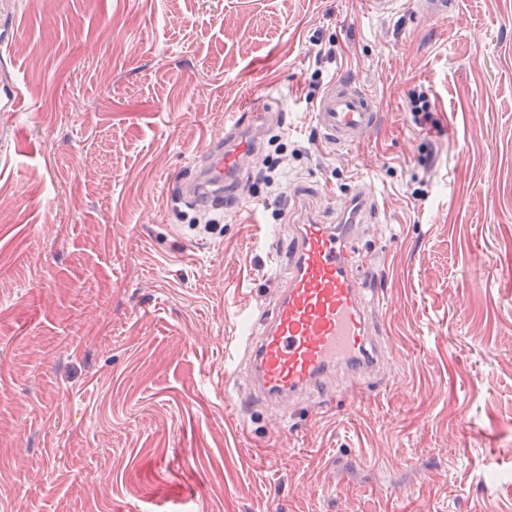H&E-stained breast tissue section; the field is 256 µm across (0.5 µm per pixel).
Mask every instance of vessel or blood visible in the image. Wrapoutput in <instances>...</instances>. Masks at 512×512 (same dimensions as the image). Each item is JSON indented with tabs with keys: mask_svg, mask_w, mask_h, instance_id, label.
<instances>
[{
	"mask_svg": "<svg viewBox=\"0 0 512 512\" xmlns=\"http://www.w3.org/2000/svg\"><path fill=\"white\" fill-rule=\"evenodd\" d=\"M267 117L263 107L236 110L194 176L180 182L181 196L214 207L237 197ZM313 119L325 141L354 147L377 130L381 114L370 91L345 76L320 99ZM368 198L365 191L344 197L332 224L314 219L289 224L286 252L269 256L275 283L271 307L256 318L240 313V322L253 328L240 346L224 353L225 383L242 377L248 387L246 394L225 395V412L238 416L259 404L283 411L301 403L328 409L337 395L364 390L384 376L391 363L383 338L384 304L366 288L354 259V237Z\"/></svg>",
	"mask_w": 512,
	"mask_h": 512,
	"instance_id": "vessel-or-blood-1",
	"label": "vessel or blood"
}]
</instances>
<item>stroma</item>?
Listing matches in <instances>:
<instances>
[{
	"label": "stroma",
	"instance_id": "stroma-1",
	"mask_svg": "<svg viewBox=\"0 0 512 512\" xmlns=\"http://www.w3.org/2000/svg\"><path fill=\"white\" fill-rule=\"evenodd\" d=\"M321 42L323 86L378 104L364 145L318 140ZM3 87L0 512H512V0H0ZM245 97L278 125L207 233L177 182ZM360 188L395 366L286 427L225 415L224 347L273 297L292 198L327 217ZM409 112L413 123L421 130H439L429 93L423 87L413 89L409 99Z\"/></svg>",
	"mask_w": 512,
	"mask_h": 512
}]
</instances>
